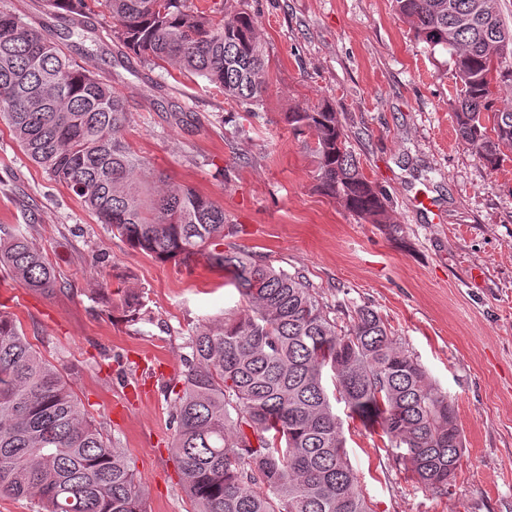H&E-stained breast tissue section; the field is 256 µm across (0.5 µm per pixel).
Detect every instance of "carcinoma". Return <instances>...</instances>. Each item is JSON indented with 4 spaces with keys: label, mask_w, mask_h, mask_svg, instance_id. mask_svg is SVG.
Segmentation results:
<instances>
[{
    "label": "carcinoma",
    "mask_w": 512,
    "mask_h": 512,
    "mask_svg": "<svg viewBox=\"0 0 512 512\" xmlns=\"http://www.w3.org/2000/svg\"><path fill=\"white\" fill-rule=\"evenodd\" d=\"M47 14L85 26L102 6L118 54L201 77L247 110L265 91L262 46L245 11L215 20L188 0H44ZM414 38L451 61L458 141L491 171L512 150V28L496 0H392ZM506 50V56L499 55ZM125 100L42 28L0 10V122L25 156L66 185L100 223L160 260L198 259L232 274L242 309L196 327L172 395L173 451L190 512H374L353 468L343 422L378 424L396 465L439 495L465 452L454 403L369 306L338 325L301 271L245 249L224 251V208L185 185L142 180L145 162L123 137ZM313 138L318 189L369 224L387 223L386 198L364 175L328 101L285 113ZM0 267L32 291L57 283L22 234L0 238ZM141 319L143 296L123 297ZM335 393H328L326 373ZM141 478L124 449L85 417L78 398L0 310V493L36 512H143Z\"/></svg>",
    "instance_id": "cac0c4a2"
}]
</instances>
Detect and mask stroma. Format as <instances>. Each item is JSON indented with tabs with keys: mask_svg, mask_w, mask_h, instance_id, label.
<instances>
[{
	"mask_svg": "<svg viewBox=\"0 0 512 512\" xmlns=\"http://www.w3.org/2000/svg\"><path fill=\"white\" fill-rule=\"evenodd\" d=\"M193 2L253 18L268 83L254 112L168 65L132 57L115 68L107 12L83 35L50 37L113 82L129 112L124 139L148 173L223 207L225 248L302 271L339 324L354 307L378 311L454 402L466 452L445 495L409 479L381 428L337 404L374 512H512V155L492 172L459 143L445 59L415 40L392 0ZM325 100L386 194L387 223H365L317 189L315 159L283 116ZM14 233L47 256L58 283L34 292L0 270V306L124 448L145 512H187L166 387L195 328L240 310L231 274L132 248L0 124V236ZM129 290L144 297L135 323L121 309Z\"/></svg>",
	"mask_w": 512,
	"mask_h": 512,
	"instance_id": "35a3bbf8",
	"label": "stroma"
}]
</instances>
